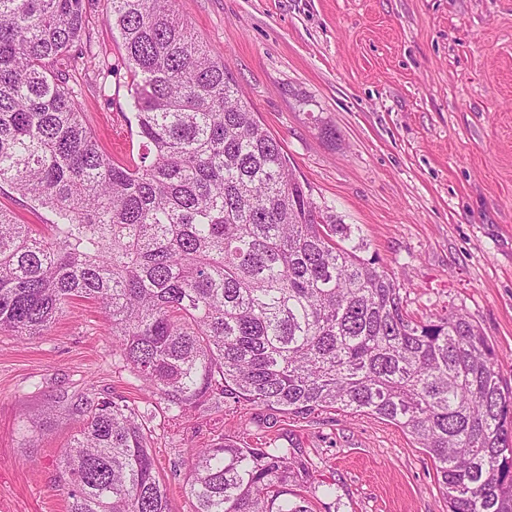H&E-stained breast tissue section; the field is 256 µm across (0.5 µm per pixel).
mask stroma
Masks as SVG:
<instances>
[{
    "instance_id": "35a3bbf8",
    "label": "stroma",
    "mask_w": 512,
    "mask_h": 512,
    "mask_svg": "<svg viewBox=\"0 0 512 512\" xmlns=\"http://www.w3.org/2000/svg\"><path fill=\"white\" fill-rule=\"evenodd\" d=\"M261 123L281 143L325 215L356 224L401 286L405 311L429 322L455 310L480 327L512 385V0H177ZM97 61L72 83L86 123L118 165L144 152L129 102L132 79L89 0ZM144 392L113 351L104 313L77 299L51 333L0 332V512H66L59 451L73 437L60 395ZM250 422L201 407L177 427L153 411L152 448L172 512L185 451L247 428L251 440L294 443L317 482L315 512H448L429 455L377 416L340 411L294 419L262 406ZM41 420L34 439L20 428Z\"/></svg>"
}]
</instances>
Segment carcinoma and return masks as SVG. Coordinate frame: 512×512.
<instances>
[{"label": "carcinoma", "mask_w": 512, "mask_h": 512, "mask_svg": "<svg viewBox=\"0 0 512 512\" xmlns=\"http://www.w3.org/2000/svg\"><path fill=\"white\" fill-rule=\"evenodd\" d=\"M104 2L145 147L129 166L70 85L86 0H0V185L52 214L45 233L0 210V331L46 336L93 301L149 395L67 403V512H171L155 402L172 423L203 402L243 426L254 405L376 415L430 455L448 512H512V386L487 337L462 313H403L359 228L327 223L176 0ZM186 453L193 512H314L294 446L226 436Z\"/></svg>", "instance_id": "carcinoma-1"}]
</instances>
